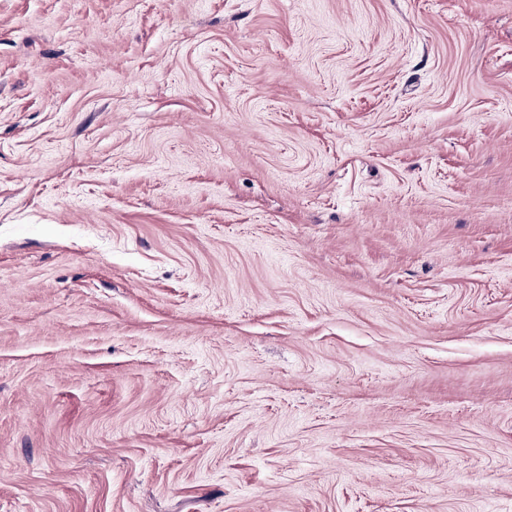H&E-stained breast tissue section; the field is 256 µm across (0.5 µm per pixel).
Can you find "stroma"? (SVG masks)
Wrapping results in <instances>:
<instances>
[{"instance_id":"stroma-1","label":"stroma","mask_w":512,"mask_h":512,"mask_svg":"<svg viewBox=\"0 0 512 512\" xmlns=\"http://www.w3.org/2000/svg\"><path fill=\"white\" fill-rule=\"evenodd\" d=\"M0 512H512V0H0Z\"/></svg>"}]
</instances>
